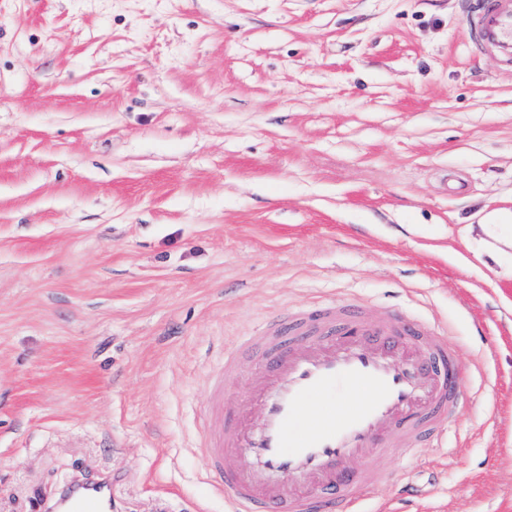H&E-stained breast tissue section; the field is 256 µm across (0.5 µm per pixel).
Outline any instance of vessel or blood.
Wrapping results in <instances>:
<instances>
[{
    "label": "vessel or blood",
    "instance_id": "vessel-or-blood-1",
    "mask_svg": "<svg viewBox=\"0 0 512 512\" xmlns=\"http://www.w3.org/2000/svg\"><path fill=\"white\" fill-rule=\"evenodd\" d=\"M467 32L478 48L512 62V0H464ZM250 400L259 422L225 417L214 404L204 428L208 480L230 512H361L378 472L345 467L376 448L410 453L441 442L467 395L455 351L436 328L366 322L318 305L269 324ZM372 398L343 412L336 392L357 385ZM57 512H112V480L89 475L68 487Z\"/></svg>",
    "mask_w": 512,
    "mask_h": 512
}]
</instances>
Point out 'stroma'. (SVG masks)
<instances>
[{"instance_id":"1","label":"stroma","mask_w":512,"mask_h":512,"mask_svg":"<svg viewBox=\"0 0 512 512\" xmlns=\"http://www.w3.org/2000/svg\"><path fill=\"white\" fill-rule=\"evenodd\" d=\"M512 66L460 0H0V512L89 472L112 512H226L210 396L283 312L442 328L469 400L382 448L364 512H512ZM489 224H477L479 232L493 238L499 244L512 250V211L505 216H495Z\"/></svg>"}]
</instances>
